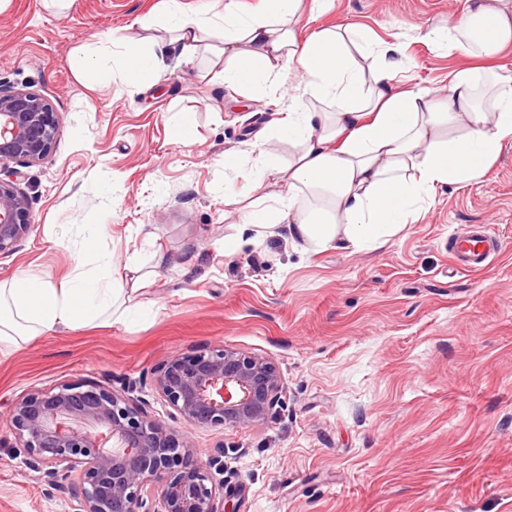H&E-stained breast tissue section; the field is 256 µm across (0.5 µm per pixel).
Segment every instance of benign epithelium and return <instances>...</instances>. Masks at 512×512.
<instances>
[{
  "instance_id": "obj_1",
  "label": "benign epithelium",
  "mask_w": 512,
  "mask_h": 512,
  "mask_svg": "<svg viewBox=\"0 0 512 512\" xmlns=\"http://www.w3.org/2000/svg\"><path fill=\"white\" fill-rule=\"evenodd\" d=\"M58 113L42 95L0 84V256L35 228L18 169L52 154ZM154 388L177 416L201 428L250 427L275 418L283 379L268 358L218 346L166 360ZM16 448L72 512H226L224 449L202 461L189 437L147 405L96 382H64L14 400Z\"/></svg>"
}]
</instances>
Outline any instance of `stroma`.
<instances>
[{
  "label": "stroma",
  "instance_id": "35a3bbf8",
  "mask_svg": "<svg viewBox=\"0 0 512 512\" xmlns=\"http://www.w3.org/2000/svg\"><path fill=\"white\" fill-rule=\"evenodd\" d=\"M162 7L73 0L56 16L43 0H10L0 11V82L41 94L60 119L50 159L18 178L35 228L0 256V279H61L92 234L119 267L157 248L167 256L130 299L149 319L50 333L0 356V512H71L18 456L6 424L11 401L65 381L133 386L201 456L223 447L235 512H512V140L486 178L438 191L381 248L256 240L224 204L221 161L250 151L278 103L244 98L206 60L138 92L120 75L91 89L71 68L80 43L139 37L133 20L161 18ZM462 11L463 0H331L317 23L402 43L401 84L444 88L466 59L421 35ZM176 112L193 119L191 144L173 139ZM464 226L495 237L482 269L450 259L448 240ZM228 239L238 243L230 252ZM218 345L276 364L285 393L275 420L205 429L157 396L167 358Z\"/></svg>",
  "mask_w": 512,
  "mask_h": 512
}]
</instances>
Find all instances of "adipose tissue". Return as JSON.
<instances>
[{
	"label": "adipose tissue",
	"mask_w": 512,
	"mask_h": 512,
	"mask_svg": "<svg viewBox=\"0 0 512 512\" xmlns=\"http://www.w3.org/2000/svg\"><path fill=\"white\" fill-rule=\"evenodd\" d=\"M325 2L264 0L259 13L245 14L237 0H226L223 13L209 16L168 0L155 34L81 45L72 67L88 86L108 87L120 72L139 90L193 64L219 39L214 49L224 83L252 99L288 100L273 134L295 146L292 161L280 164L261 148L250 161L232 152L222 161L225 174L250 191L280 189L273 205L256 199L242 209L257 238L284 231L315 249L339 241L379 248L426 213L438 189L487 176L502 143L512 139V67L497 61L512 50V0H465L456 21L425 33L447 52L497 62L483 72L461 67L444 92L398 84L399 44L339 26L299 36V20L321 13ZM79 251L81 263L61 281L30 271L0 281V354L82 320L140 316L126 296L149 287L150 272L134 262L114 278L110 255L93 237Z\"/></svg>",
	"instance_id": "obj_1"
}]
</instances>
